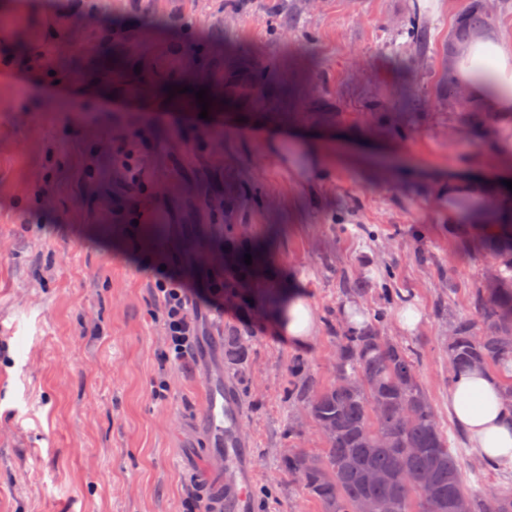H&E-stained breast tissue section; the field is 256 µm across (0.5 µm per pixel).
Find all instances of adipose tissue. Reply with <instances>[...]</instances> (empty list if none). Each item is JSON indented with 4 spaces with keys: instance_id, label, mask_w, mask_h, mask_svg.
I'll return each instance as SVG.
<instances>
[{
    "instance_id": "obj_1",
    "label": "adipose tissue",
    "mask_w": 512,
    "mask_h": 512,
    "mask_svg": "<svg viewBox=\"0 0 512 512\" xmlns=\"http://www.w3.org/2000/svg\"><path fill=\"white\" fill-rule=\"evenodd\" d=\"M445 68L455 88L465 94L471 111L495 125L512 124V37L489 26L449 41ZM499 168H462L437 174L433 181L448 198L452 224H503L512 221V197L498 195ZM289 343L309 346L317 332L312 303L300 288L285 290L270 312ZM448 412L465 432L471 447L485 459L512 469V407L502 398L498 382L485 368L461 373L448 390Z\"/></svg>"
}]
</instances>
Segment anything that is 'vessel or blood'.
Listing matches in <instances>:
<instances>
[{"label": "vessel or blood", "mask_w": 512, "mask_h": 512, "mask_svg": "<svg viewBox=\"0 0 512 512\" xmlns=\"http://www.w3.org/2000/svg\"><path fill=\"white\" fill-rule=\"evenodd\" d=\"M203 415L195 429L218 471L203 470L196 481L205 493V512H252L249 489L258 477L255 455L243 434L242 403L232 381L200 356Z\"/></svg>", "instance_id": "vessel-or-blood-1"}]
</instances>
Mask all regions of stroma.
Segmentation results:
<instances>
[{
  "instance_id": "obj_1",
  "label": "stroma",
  "mask_w": 512,
  "mask_h": 512,
  "mask_svg": "<svg viewBox=\"0 0 512 512\" xmlns=\"http://www.w3.org/2000/svg\"><path fill=\"white\" fill-rule=\"evenodd\" d=\"M476 10L512 35V0H250L225 10L224 49L260 59L263 97L178 124L159 122L144 94L105 96L45 65L59 16L16 27L27 51L0 69V512H183L202 445L200 371L164 358L155 267L199 286L211 271L189 266L198 251L224 261L233 246L257 267V326L208 310L200 322L202 335L248 338L244 367L224 371L259 467L255 512H323L282 467L288 451L323 446L288 392L333 382L346 304L368 322L386 312L451 423L448 335L457 318L481 323L471 296L491 265L449 232L429 177L491 154L489 120L445 82L444 50ZM304 134L329 151L312 191L288 166ZM126 136L144 190L135 223L117 224L112 151ZM355 280L367 295L349 291ZM291 283L314 306L305 348L269 327L267 298ZM408 304L421 314L411 331L397 324Z\"/></svg>"
}]
</instances>
